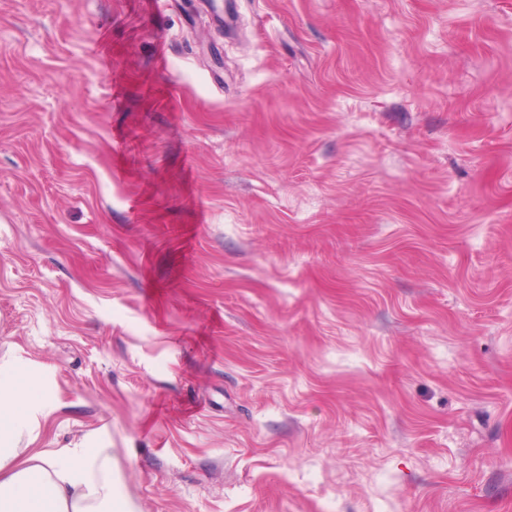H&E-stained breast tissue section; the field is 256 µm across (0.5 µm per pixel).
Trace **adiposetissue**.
I'll return each instance as SVG.
<instances>
[{"instance_id":"adipose-tissue-1","label":"adipose tissue","mask_w":512,"mask_h":512,"mask_svg":"<svg viewBox=\"0 0 512 512\" xmlns=\"http://www.w3.org/2000/svg\"><path fill=\"white\" fill-rule=\"evenodd\" d=\"M51 378L50 368L0 357V512H134L99 434L29 452L58 408Z\"/></svg>"}]
</instances>
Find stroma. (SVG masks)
I'll list each match as a JSON object with an SVG mask.
<instances>
[{
  "label": "stroma",
  "mask_w": 512,
  "mask_h": 512,
  "mask_svg": "<svg viewBox=\"0 0 512 512\" xmlns=\"http://www.w3.org/2000/svg\"><path fill=\"white\" fill-rule=\"evenodd\" d=\"M9 352L135 512H512V0H0Z\"/></svg>",
  "instance_id": "stroma-1"
}]
</instances>
